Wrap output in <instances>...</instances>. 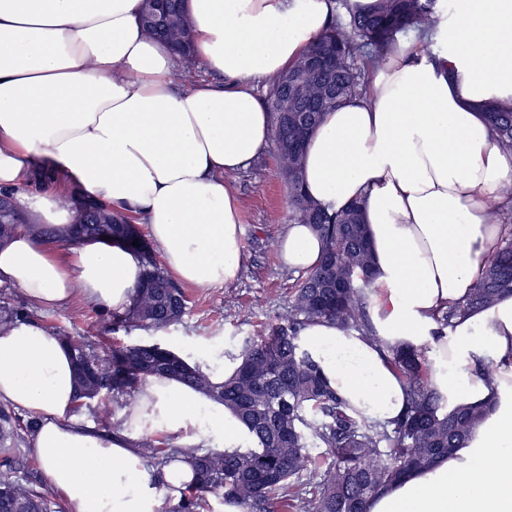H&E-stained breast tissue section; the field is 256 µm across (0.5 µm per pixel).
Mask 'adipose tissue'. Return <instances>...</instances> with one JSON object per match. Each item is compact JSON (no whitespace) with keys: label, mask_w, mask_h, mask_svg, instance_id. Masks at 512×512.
<instances>
[{"label":"adipose tissue","mask_w":512,"mask_h":512,"mask_svg":"<svg viewBox=\"0 0 512 512\" xmlns=\"http://www.w3.org/2000/svg\"><path fill=\"white\" fill-rule=\"evenodd\" d=\"M196 59L187 82L173 49L139 22L141 0H0V189L52 169L77 192L146 225L165 266L208 288L233 281L244 252L226 175L267 146L271 120L253 82L286 69L330 27L336 0H186ZM439 44L435 57L426 48ZM512 104V0H462L435 29L394 41L361 96L326 113L302 163L305 193L339 209L364 204L375 258L378 341L331 322L299 343L351 408L383 423L403 411L389 347H421L449 406L495 400L464 448L373 498L368 512H512V295L442 332L438 311L462 301L499 249L490 208L512 206V152L483 113ZM33 217L0 246V283L40 308L72 297L126 310L139 257L74 240L75 213L46 192L20 197ZM67 245L70 264L56 257ZM322 240L292 223L280 242L292 268L318 261ZM498 371L486 380L480 365ZM69 348L40 324L0 333V400L40 421L32 444L66 512H157L190 479L188 463L154 472L135 443L162 428L205 448L254 447L224 406L183 383L149 378L112 430L72 420Z\"/></svg>","instance_id":"obj_1"}]
</instances>
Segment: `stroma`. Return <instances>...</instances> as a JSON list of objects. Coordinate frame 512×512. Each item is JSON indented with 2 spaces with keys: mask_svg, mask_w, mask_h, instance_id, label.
I'll return each mask as SVG.
<instances>
[{
  "mask_svg": "<svg viewBox=\"0 0 512 512\" xmlns=\"http://www.w3.org/2000/svg\"><path fill=\"white\" fill-rule=\"evenodd\" d=\"M241 207L244 254L236 279L209 288L185 286L186 313L163 330L113 328L112 314L73 300L39 312L51 332L96 342L152 341L203 366L221 367L245 341L288 315L292 292L302 274L285 266L278 245L288 229V187L272 148L244 170L226 178Z\"/></svg>",
  "mask_w": 512,
  "mask_h": 512,
  "instance_id": "35a3bbf8",
  "label": "stroma"
}]
</instances>
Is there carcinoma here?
Instances as JSON below:
<instances>
[{"mask_svg":"<svg viewBox=\"0 0 512 512\" xmlns=\"http://www.w3.org/2000/svg\"><path fill=\"white\" fill-rule=\"evenodd\" d=\"M342 6L348 14L345 24L331 25L301 58L266 81L264 102L271 116L277 165L288 186L291 221L311 225L324 243L317 264L294 291L287 323L269 326L265 335L229 354L240 364L226 379L158 343H116L98 351L62 336L79 379L77 406L101 394L121 405L124 396L148 378L170 377L224 405L258 439L257 450L227 453L142 438L137 447L161 465L182 457L194 461L192 479L179 500L166 504L163 512H200L208 495L237 503L246 512H281L282 495L305 477L319 479L310 512H368L369 501L391 484L432 466L452 449L465 447L474 426L495 408L493 400L448 408L431 383L425 349L392 346L390 362L405 382L407 403L390 427L347 408L299 344L300 330L314 321L336 323L378 340L368 311L374 261L359 203L333 210L302 191L305 142L292 132L288 147L279 144L281 108L286 103L288 109L303 112L305 106L323 100L321 111L307 121L317 127L325 112L362 94L365 71L382 60L383 50L398 33L418 24L434 27L440 20L437 0H376L369 9L342 0ZM140 22L150 36L178 52L184 69L194 68L185 0H145ZM325 50L333 55L329 74L310 68L312 59ZM299 73L307 75L305 83L286 87L287 78ZM485 117L501 147L512 151V106L490 104ZM2 196L13 201L9 210L0 207V238L7 241L30 218L16 204L14 192L0 191ZM72 204L85 211L77 214L76 223L83 225L79 238L104 236L141 258L134 304L112 313V328L159 330L179 322L186 310L185 294L157 264L129 218L83 195L73 198ZM504 239L465 302L443 312L445 325L450 327L470 310L490 307L502 294L512 292V227ZM34 316L35 310L23 300L3 301L0 331ZM37 427V417L18 423L9 409L0 407V512H62L52 488L19 477L27 468L28 453L18 444ZM314 448L325 449L328 456L322 472Z\"/></svg>","mask_w":512,"mask_h":512,"instance_id":"cac0c4a2","label":"carcinoma"}]
</instances>
